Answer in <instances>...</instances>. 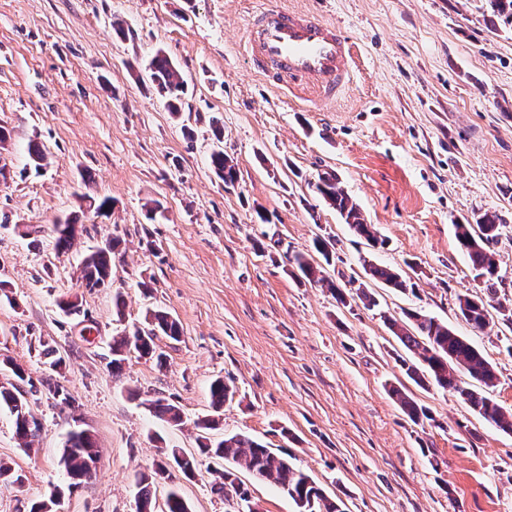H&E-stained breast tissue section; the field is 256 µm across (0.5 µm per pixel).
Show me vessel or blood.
Instances as JSON below:
<instances>
[{
  "label": "vessel or blood",
  "instance_id": "vessel-or-blood-1",
  "mask_svg": "<svg viewBox=\"0 0 512 512\" xmlns=\"http://www.w3.org/2000/svg\"><path fill=\"white\" fill-rule=\"evenodd\" d=\"M244 49L268 80L306 82L327 105L344 86L351 45L335 24L266 0L247 29Z\"/></svg>",
  "mask_w": 512,
  "mask_h": 512
}]
</instances>
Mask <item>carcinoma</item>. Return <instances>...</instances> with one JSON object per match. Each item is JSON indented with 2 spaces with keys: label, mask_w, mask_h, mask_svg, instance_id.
<instances>
[{
  "label": "carcinoma",
  "mask_w": 512,
  "mask_h": 512,
  "mask_svg": "<svg viewBox=\"0 0 512 512\" xmlns=\"http://www.w3.org/2000/svg\"><path fill=\"white\" fill-rule=\"evenodd\" d=\"M494 16L512 24V0H487ZM147 69L150 80L156 90L166 98L167 109L173 116L181 112V96L184 94V81L176 64L162 49L156 50ZM210 165L215 174L226 185L237 181V170L231 160L224 155L221 146L210 154ZM315 190L339 215L343 223L358 236L372 244L378 243L377 231L372 224L365 222L357 204L341 187L336 173L324 172L318 176ZM498 216L487 214L475 224H457L456 238L461 250L467 255L476 277L483 279L485 294L482 296L460 295L457 298L458 315L466 323L477 329L489 324L490 310L506 313L504 321L512 325V308L507 309L498 297L497 261L490 245L500 235ZM79 233L77 219H68L55 226V250L63 254L69 251ZM121 240L114 236L112 240L97 247L83 261L81 281L90 289L99 288L110 278L112 256L116 254ZM289 264L296 268L299 276L330 289L341 303H346L345 293L333 282L323 276V267L309 260L302 253L288 254ZM364 270L372 280L379 281L389 288L402 293L415 292L416 283L404 277L400 272L387 266L364 262ZM406 321L400 323L388 320L389 328L411 358L401 361L405 374L416 385L424 387L434 383L438 387L456 394L477 412L486 422L499 430L512 433V413H508L494 401L490 388L497 380L493 365L483 354L464 337L455 333L448 324L421 312H408ZM164 335L179 340L181 327L177 319L164 311H152L148 318V327L137 328L129 333L112 338V375L121 374L127 355L135 352L141 358L156 359L163 362V354L157 352L155 339ZM9 367L15 382L0 385V410H7L13 418L15 434L21 444L30 446L41 431V423L31 413L28 402L23 398L25 383L35 388L32 379L25 376V370L9 361H3ZM464 371L471 379L467 383L456 375ZM402 411L415 424L429 418L426 409L420 407L404 390L393 386L389 389ZM214 410L224 407V402L233 397V390L221 379L215 380L210 387ZM147 407L154 416L167 423L179 424L182 421L180 408L165 398L147 401ZM216 418L205 417L196 422L199 429V454L222 461L244 463L253 476L265 483L287 492L297 506V512H342L341 505L329 499L323 489L305 472L296 468L288 458L278 455L243 434L226 436L219 440L209 437V431L218 427ZM96 450L90 431L76 428L69 431L62 450L60 462L70 480L68 489L78 487L88 474L90 463L94 461ZM171 460L187 478H192L198 469L199 460L193 454H181L173 448L165 454V460L156 467H165V461ZM221 482L214 489L224 498L234 495L241 500L248 498V491L237 483L235 473L225 469L219 473ZM154 476L142 474L138 477L137 512H156L153 504ZM162 512H190L187 502L172 490L165 501Z\"/></svg>",
  "instance_id": "carcinoma-1"
}]
</instances>
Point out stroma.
<instances>
[{
    "label": "stroma",
    "mask_w": 512,
    "mask_h": 512,
    "mask_svg": "<svg viewBox=\"0 0 512 512\" xmlns=\"http://www.w3.org/2000/svg\"><path fill=\"white\" fill-rule=\"evenodd\" d=\"M276 2L351 41L349 82L332 107L270 85L244 59L252 0H0V125L11 132L0 144V359L38 383L30 409L42 423L24 448L0 410V461L24 476L0 481V512H31L58 487L62 512H136L135 479L161 449L196 452L195 422L214 413L218 378L236 393L215 437L246 434L287 457L344 512H512V434L452 392L408 381L387 325L407 311L448 323L494 366L491 395L512 412V327L496 318L479 331L458 317V296L483 285L455 237L456 225L499 216L491 249L500 299L512 301V25L492 23L486 0ZM116 20L128 37L115 35ZM159 48L187 84L177 117L148 79ZM32 142L46 155L39 169ZM218 144L238 170L230 187L209 166ZM328 170L380 245L311 191ZM86 196L110 197L109 216L80 212ZM77 212L84 231L57 254L54 226ZM115 235L122 255L109 283L81 287L83 256ZM319 237L333 245L326 277L365 286L374 306L342 305L291 274L288 253L314 254ZM367 260L412 270L415 293L368 280ZM72 296L80 314L59 308ZM150 309L179 320L180 340L157 338L165 366L132 358L113 377V336L143 326ZM46 342L63 373L50 369ZM400 384L429 420L403 413L389 394ZM157 397L180 407V425L145 408ZM77 422L98 456L71 490L59 458ZM224 467L202 458L194 478L156 481L155 498L174 489L191 512H231L211 490ZM237 476L262 512H296L286 492L242 466Z\"/></svg>",
    "instance_id": "35a3bbf8"
}]
</instances>
